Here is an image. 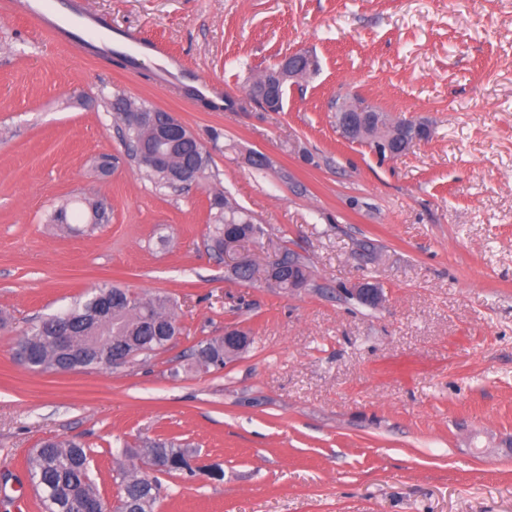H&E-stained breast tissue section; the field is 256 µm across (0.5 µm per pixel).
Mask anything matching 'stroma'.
Returning a JSON list of instances; mask_svg holds the SVG:
<instances>
[{"label":"stroma","instance_id":"stroma-1","mask_svg":"<svg viewBox=\"0 0 512 512\" xmlns=\"http://www.w3.org/2000/svg\"><path fill=\"white\" fill-rule=\"evenodd\" d=\"M81 3L180 61L145 47L117 66L0 11V512H41L27 461L62 437L88 448L108 512L118 469L147 466L126 447L164 437L195 447L198 471L158 472V512H512V0ZM300 49L318 69L281 110L250 100ZM204 78L234 108L201 107ZM346 93L430 139L384 159L345 141L331 105ZM119 97L181 120L209 179H145ZM216 193L262 226L254 263L294 254L307 288L235 279L208 245ZM84 196L108 223H50ZM366 281L379 306L346 295ZM106 284L168 296L182 336L103 370L16 359L31 323ZM231 327L246 351L181 372Z\"/></svg>","mask_w":512,"mask_h":512}]
</instances>
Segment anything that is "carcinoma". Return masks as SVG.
<instances>
[{
    "mask_svg": "<svg viewBox=\"0 0 512 512\" xmlns=\"http://www.w3.org/2000/svg\"><path fill=\"white\" fill-rule=\"evenodd\" d=\"M171 164L188 166L198 163L201 147L180 144ZM215 224L209 227V240L216 251L224 250V232L234 225L248 239L261 238V225L252 221L244 210L218 208ZM72 319L61 326L55 316L41 319L22 339L29 350L28 366L41 372H70L78 368L108 366L106 359L116 354L129 360L139 355H152L168 350L180 335V326L170 300L156 296L141 298L122 288L102 286L70 309ZM73 336L74 345L87 352V358L76 363L55 346L54 338L61 332ZM240 353L224 349V337L201 341L192 353V369L216 371L224 368L226 359ZM148 462L164 458L169 474L194 475L193 450L176 439L154 440L145 445ZM30 477L37 490L43 512H87L88 506L102 507V500L90 477L87 449L74 440L53 439L37 448L29 460ZM119 502L126 512H157L161 487L147 472L117 474Z\"/></svg>",
    "mask_w": 512,
    "mask_h": 512,
    "instance_id": "1",
    "label": "carcinoma"
}]
</instances>
